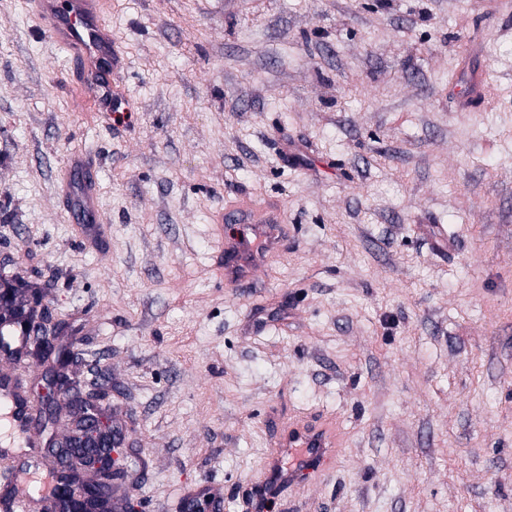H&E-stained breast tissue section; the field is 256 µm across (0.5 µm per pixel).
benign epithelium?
<instances>
[{"instance_id":"1","label":"benign epithelium","mask_w":512,"mask_h":512,"mask_svg":"<svg viewBox=\"0 0 512 512\" xmlns=\"http://www.w3.org/2000/svg\"><path fill=\"white\" fill-rule=\"evenodd\" d=\"M26 278L17 274L0 283V307L25 320L31 330V355L47 365L46 387L40 395L38 419L46 448L71 476L74 497L87 503L90 512L111 506L112 479L124 468L118 464V441L107 421L98 413L97 395L75 389L69 368L76 358L75 347L60 341V331L43 314L44 294L39 288H23ZM64 412L76 418L73 433L58 440L51 430L53 419Z\"/></svg>"}]
</instances>
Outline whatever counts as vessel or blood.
I'll return each mask as SVG.
<instances>
[{
    "mask_svg": "<svg viewBox=\"0 0 512 512\" xmlns=\"http://www.w3.org/2000/svg\"><path fill=\"white\" fill-rule=\"evenodd\" d=\"M40 30L54 40L75 66L74 78L97 106L109 107L106 92L124 70V59L112 39V28L102 17L101 0H31ZM458 96L468 107L487 103L488 86L485 71L464 73L458 82ZM78 170V182L63 178L59 192L68 199L74 219L80 224H99L97 187L84 158L71 162ZM251 238L238 237L224 247V277L238 285L252 282L263 264L255 243H265L274 249L282 242V227L278 220L269 218L268 209L255 208ZM0 408L7 409V417L18 438L17 443L0 444V478L7 485L0 495V512H30L33 497L21 484L12 465L17 452L34 456L39 445L25 401L8 383L0 384ZM279 456L267 464V480L258 492L260 500L274 497L281 488L300 484L309 474L327 468L338 448L337 432L324 421L314 423L289 421L279 443ZM290 458L289 466H282V458Z\"/></svg>",
    "mask_w": 512,
    "mask_h": 512,
    "instance_id": "b4317fda",
    "label": "vessel or blood"
}]
</instances>
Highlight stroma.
<instances>
[{
    "instance_id": "1",
    "label": "stroma",
    "mask_w": 512,
    "mask_h": 512,
    "mask_svg": "<svg viewBox=\"0 0 512 512\" xmlns=\"http://www.w3.org/2000/svg\"><path fill=\"white\" fill-rule=\"evenodd\" d=\"M126 59L79 106L28 0H0V273L45 291L106 390L115 512H257L288 419L329 468L264 512H512V15L497 0H104ZM491 105L448 107L464 65ZM301 148L289 163L286 147ZM97 169L102 243L58 195ZM285 210L246 286L220 216ZM37 408L45 367L0 370Z\"/></svg>"
}]
</instances>
